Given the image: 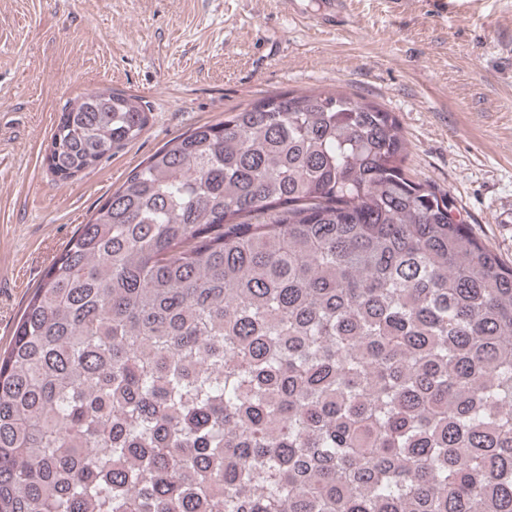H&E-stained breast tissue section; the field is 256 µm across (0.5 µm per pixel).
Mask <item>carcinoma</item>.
<instances>
[{
	"label": "carcinoma",
	"mask_w": 512,
	"mask_h": 512,
	"mask_svg": "<svg viewBox=\"0 0 512 512\" xmlns=\"http://www.w3.org/2000/svg\"><path fill=\"white\" fill-rule=\"evenodd\" d=\"M149 122L89 93L48 168ZM407 157L336 89L134 168L0 350V512H512V266Z\"/></svg>",
	"instance_id": "1"
}]
</instances>
